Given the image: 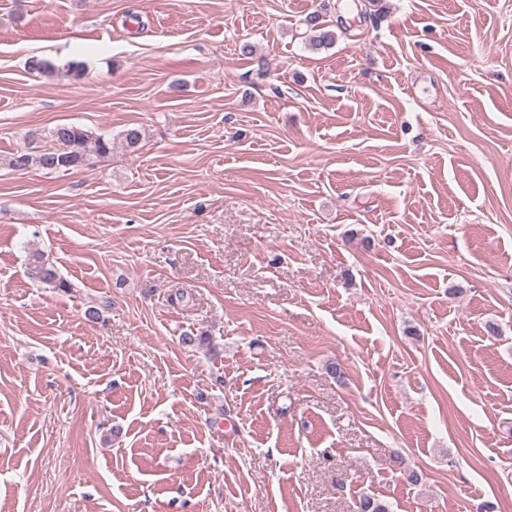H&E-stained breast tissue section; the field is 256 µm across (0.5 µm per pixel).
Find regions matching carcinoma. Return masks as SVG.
I'll return each instance as SVG.
<instances>
[{
	"instance_id": "cac0c4a2",
	"label": "carcinoma",
	"mask_w": 512,
	"mask_h": 512,
	"mask_svg": "<svg viewBox=\"0 0 512 512\" xmlns=\"http://www.w3.org/2000/svg\"><path fill=\"white\" fill-rule=\"evenodd\" d=\"M306 26L312 32L310 46L314 49L327 48L336 40L335 31L318 14L308 16ZM50 138L56 146L38 152L18 151L10 157L8 165L18 170L35 166L53 172L88 166L92 158L112 152L111 139L75 125L56 126ZM28 265L30 278L43 287L65 294L73 292V284L57 273L43 253H32ZM358 509L359 512H390L386 502L372 496L362 497Z\"/></svg>"
}]
</instances>
